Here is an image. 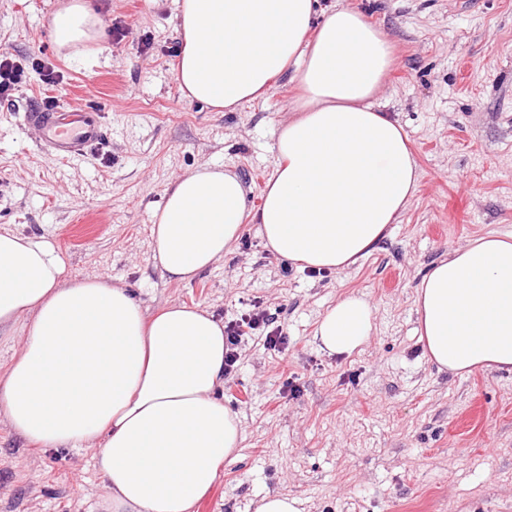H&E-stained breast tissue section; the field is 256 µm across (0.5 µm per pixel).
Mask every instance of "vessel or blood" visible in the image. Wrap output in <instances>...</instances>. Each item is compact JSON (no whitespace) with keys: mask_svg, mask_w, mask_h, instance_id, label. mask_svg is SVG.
<instances>
[{"mask_svg":"<svg viewBox=\"0 0 512 512\" xmlns=\"http://www.w3.org/2000/svg\"><path fill=\"white\" fill-rule=\"evenodd\" d=\"M26 122L40 133L45 151L53 159L71 160L88 154L103 139L98 112L83 106L41 107L25 115Z\"/></svg>","mask_w":512,"mask_h":512,"instance_id":"vessel-or-blood-1","label":"vessel or blood"}]
</instances>
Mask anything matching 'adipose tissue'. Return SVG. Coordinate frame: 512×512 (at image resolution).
I'll return each mask as SVG.
<instances>
[{"instance_id":"ef3b65f1","label":"adipose tissue","mask_w":512,"mask_h":512,"mask_svg":"<svg viewBox=\"0 0 512 512\" xmlns=\"http://www.w3.org/2000/svg\"><path fill=\"white\" fill-rule=\"evenodd\" d=\"M99 19L67 0L51 19L68 50ZM175 69L182 92L235 111L292 73L297 116L279 129L278 164L248 209L233 172L178 178L151 227L154 258L188 282L257 227L273 254L343 270L372 253L414 196L407 136L371 98L392 64L386 35L354 9L313 21V0H181ZM418 332L438 370L512 367V241L488 234L434 261L416 287ZM26 338L0 372V418L41 448H91L104 512H192L237 456L240 423L224 404V322L181 304L146 318L124 286L67 276L53 240L0 228V326ZM375 328L366 297H341L317 324L327 354L362 350Z\"/></svg>"}]
</instances>
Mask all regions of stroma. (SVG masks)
Listing matches in <instances>:
<instances>
[{"instance_id":"obj_1","label":"stroma","mask_w":512,"mask_h":512,"mask_svg":"<svg viewBox=\"0 0 512 512\" xmlns=\"http://www.w3.org/2000/svg\"><path fill=\"white\" fill-rule=\"evenodd\" d=\"M64 2L0 0V44L26 71L0 101V226L50 236L70 277L123 285L145 313L183 303L230 321L260 302L288 338L280 353L262 335L243 337L223 395L245 439L193 512H254L274 492L298 499L300 512H512V369L438 372L414 304L443 253L490 232L512 236V0H316L320 11H362L390 40L393 66L372 103L407 134L417 191L347 269L278 257L248 228L188 283L153 258L166 187L217 165L259 205L296 89L282 76L234 112L185 97L177 0H85L97 38L58 53L50 19ZM44 63L59 84L45 82ZM65 98L101 112L105 137L86 157L53 161L25 114ZM350 293L369 298L375 330L361 352L327 355L317 323ZM106 495L93 450L42 451L0 419V512H103Z\"/></svg>"}]
</instances>
